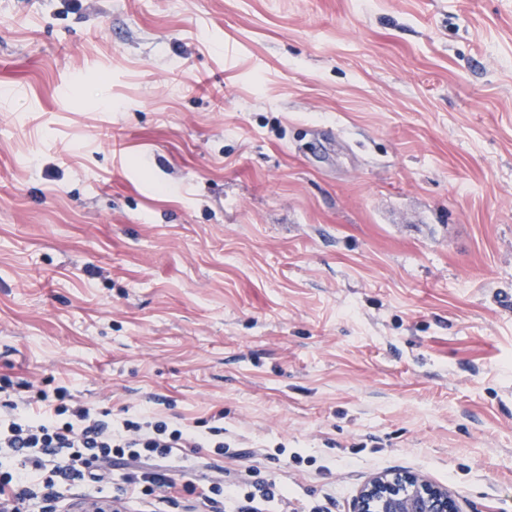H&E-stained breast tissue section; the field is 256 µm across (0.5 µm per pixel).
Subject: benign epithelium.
I'll return each instance as SVG.
<instances>
[{"label": "benign epithelium", "instance_id": "7a95c632", "mask_svg": "<svg viewBox=\"0 0 512 512\" xmlns=\"http://www.w3.org/2000/svg\"><path fill=\"white\" fill-rule=\"evenodd\" d=\"M354 512H459L454 495L425 475L379 471L362 485Z\"/></svg>", "mask_w": 512, "mask_h": 512}]
</instances>
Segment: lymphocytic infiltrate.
Segmentation results:
<instances>
[{"instance_id": "1", "label": "lymphocytic infiltrate", "mask_w": 512, "mask_h": 512, "mask_svg": "<svg viewBox=\"0 0 512 512\" xmlns=\"http://www.w3.org/2000/svg\"><path fill=\"white\" fill-rule=\"evenodd\" d=\"M191 448L223 455V427L198 432L149 407L115 423L68 388L36 390L0 412V512H57L72 486L85 488L94 512H224L238 476L198 477Z\"/></svg>"}]
</instances>
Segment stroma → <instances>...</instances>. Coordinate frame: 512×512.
Listing matches in <instances>:
<instances>
[{"label":"stroma","instance_id":"1","mask_svg":"<svg viewBox=\"0 0 512 512\" xmlns=\"http://www.w3.org/2000/svg\"><path fill=\"white\" fill-rule=\"evenodd\" d=\"M207 430L239 496L512 512V0H0V392ZM354 512H459L454 495L425 475L379 471L362 485Z\"/></svg>","mask_w":512,"mask_h":512}]
</instances>
